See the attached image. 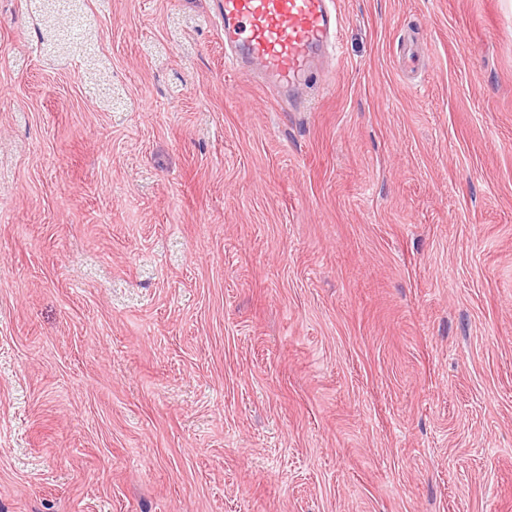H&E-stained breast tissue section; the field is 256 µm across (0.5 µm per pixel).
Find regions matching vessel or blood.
<instances>
[{
    "mask_svg": "<svg viewBox=\"0 0 512 512\" xmlns=\"http://www.w3.org/2000/svg\"><path fill=\"white\" fill-rule=\"evenodd\" d=\"M225 61L248 71L276 99L298 107L297 91L335 46L334 0H221Z\"/></svg>",
    "mask_w": 512,
    "mask_h": 512,
    "instance_id": "obj_1",
    "label": "vessel or blood"
}]
</instances>
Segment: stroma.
I'll use <instances>...</instances> for the list:
<instances>
[{"label": "stroma", "mask_w": 512, "mask_h": 512, "mask_svg": "<svg viewBox=\"0 0 512 512\" xmlns=\"http://www.w3.org/2000/svg\"><path fill=\"white\" fill-rule=\"evenodd\" d=\"M337 2L0 0V512H512V0ZM225 62L247 70L290 107L297 91L320 74L317 59L333 51L338 29L334 0H221Z\"/></svg>", "instance_id": "obj_1"}]
</instances>
